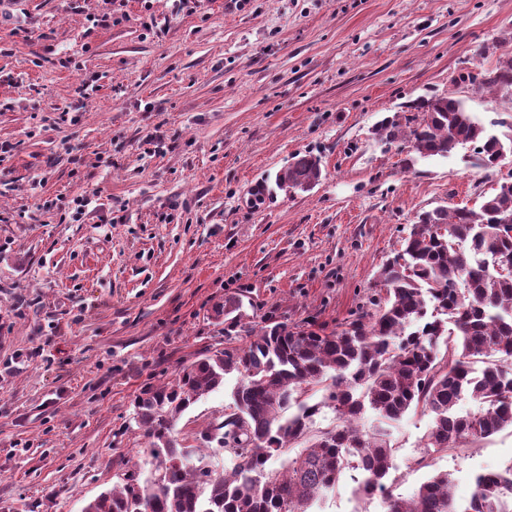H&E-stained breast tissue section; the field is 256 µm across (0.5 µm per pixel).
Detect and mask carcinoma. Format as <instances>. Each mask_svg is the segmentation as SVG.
<instances>
[{
	"label": "carcinoma",
	"mask_w": 512,
	"mask_h": 512,
	"mask_svg": "<svg viewBox=\"0 0 512 512\" xmlns=\"http://www.w3.org/2000/svg\"><path fill=\"white\" fill-rule=\"evenodd\" d=\"M458 80L478 92H512V56ZM413 109L402 124L381 120L379 134L404 136L423 158L471 145L482 170L512 152V142L479 123L460 99H420ZM321 176L320 160L303 155L276 180L306 190ZM506 219L512 220V183L504 182L477 210L418 213L382 266L385 295L369 297L330 332L271 318L252 325L241 297L224 299L216 305L224 349L207 350L141 390L133 419L146 440L143 463L119 474L83 512H309L350 468L362 474L356 492L381 494L385 512H512V464L477 476L462 511L446 473L430 475L411 498L386 482L393 468L389 425L411 410L433 421L412 461L416 470L467 439L512 427V268L500 266V257L512 256ZM232 375L238 383L224 420L191 444L180 419ZM466 397L479 409L460 414L455 406ZM324 407L336 413V427L313 433ZM368 411L380 422L372 431L358 426ZM205 443L227 454L233 468H214ZM274 456L281 466L266 468Z\"/></svg>",
	"instance_id": "carcinoma-1"
}]
</instances>
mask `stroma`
I'll return each mask as SVG.
<instances>
[{"label": "stroma", "instance_id": "obj_1", "mask_svg": "<svg viewBox=\"0 0 512 512\" xmlns=\"http://www.w3.org/2000/svg\"><path fill=\"white\" fill-rule=\"evenodd\" d=\"M111 14L109 26L95 18ZM512 55V0H7L0 7V512H82L140 461L132 402L207 348L213 307L333 329L380 292L417 213L478 208L512 173L422 158L376 126L451 95L502 140L512 97L457 75ZM90 84L88 96L78 89ZM77 124L58 122L62 110ZM320 159L289 191L277 173ZM94 208L66 219L72 196ZM236 377L181 424L204 430ZM432 419L390 427L394 494L454 497L512 464V428L412 470ZM354 470L314 512H384ZM322 176L320 160L311 155L296 157L276 176L278 185L293 190H306L318 183Z\"/></svg>", "mask_w": 512, "mask_h": 512}]
</instances>
